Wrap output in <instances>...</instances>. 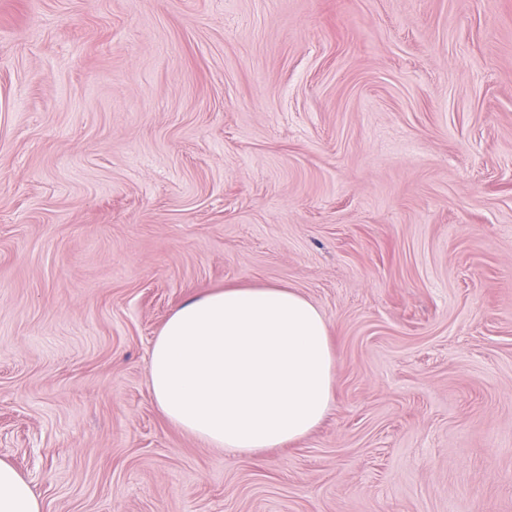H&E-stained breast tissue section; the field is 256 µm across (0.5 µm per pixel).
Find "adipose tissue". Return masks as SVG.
I'll list each match as a JSON object with an SVG mask.
<instances>
[{
  "instance_id": "ef3b65f1",
  "label": "adipose tissue",
  "mask_w": 512,
  "mask_h": 512,
  "mask_svg": "<svg viewBox=\"0 0 512 512\" xmlns=\"http://www.w3.org/2000/svg\"><path fill=\"white\" fill-rule=\"evenodd\" d=\"M322 311L279 286L192 297L149 352V391L165 418L215 448L258 455L315 429L336 360ZM0 512H42L30 483L0 461Z\"/></svg>"
}]
</instances>
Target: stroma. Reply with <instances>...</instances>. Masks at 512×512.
I'll return each instance as SVG.
<instances>
[{"instance_id":"35a3bbf8","label":"stroma","mask_w":512,"mask_h":512,"mask_svg":"<svg viewBox=\"0 0 512 512\" xmlns=\"http://www.w3.org/2000/svg\"><path fill=\"white\" fill-rule=\"evenodd\" d=\"M270 284L334 400L228 454L148 356ZM0 460L43 512H512V0H0Z\"/></svg>"}]
</instances>
